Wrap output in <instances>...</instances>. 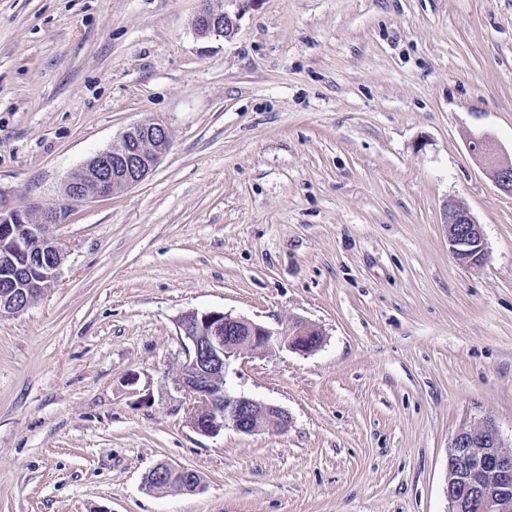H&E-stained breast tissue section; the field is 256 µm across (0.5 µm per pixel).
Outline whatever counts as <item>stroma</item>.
I'll use <instances>...</instances> for the list:
<instances>
[{"label": "stroma", "instance_id": "1", "mask_svg": "<svg viewBox=\"0 0 512 512\" xmlns=\"http://www.w3.org/2000/svg\"><path fill=\"white\" fill-rule=\"evenodd\" d=\"M0 0V200L62 186L130 124L170 146L142 183L72 203L57 284L0 314V512H448V447H512V0ZM463 200L487 255L463 267ZM219 309L316 351L247 354L233 391L286 430L197 434L179 316ZM138 374L128 386L129 374ZM204 488L150 491L157 463ZM202 7L193 21L195 33L202 38H231L238 27L241 8L237 0H203ZM230 2L238 6L236 11H229L224 3ZM469 151L474 158L490 166L496 187L501 192L512 195V164L497 160L496 149L489 138H472ZM446 230L449 250L462 266L481 264L486 257V243L481 224L461 201L448 204Z\"/></svg>", "mask_w": 512, "mask_h": 512}]
</instances>
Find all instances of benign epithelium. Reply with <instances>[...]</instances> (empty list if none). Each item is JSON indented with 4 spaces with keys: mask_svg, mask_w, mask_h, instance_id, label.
<instances>
[{
    "mask_svg": "<svg viewBox=\"0 0 512 512\" xmlns=\"http://www.w3.org/2000/svg\"><path fill=\"white\" fill-rule=\"evenodd\" d=\"M203 0L193 21L202 37H232L240 11H229L224 2ZM169 145L167 126L147 118L129 126L112 147L89 158L62 188L64 200L91 202L108 198L143 182L154 170ZM469 151L490 166L496 187L512 195V164L497 160L493 143L474 137ZM61 220V210L38 207L16 208L0 205V242L18 245L15 225L28 224L39 240L32 255V268L14 270L12 281L0 285V312L17 314L44 295L58 282L64 253L46 228ZM446 230L449 250L465 267L476 266L486 257L482 225L461 201L448 204ZM184 337L185 358L175 384L188 399V422L200 435L213 437L231 427L243 434L265 429L285 430L288 412L270 403L229 390L231 365L248 353L263 352L275 346L308 353L317 350L324 333L315 325L296 319L288 326L271 328L251 319L222 310H189L178 319ZM154 484L178 478L181 490L196 493L204 488L193 469L159 462L150 470ZM448 512H512V451L505 449L495 425L489 420L461 426L448 448L446 481Z\"/></svg>",
    "mask_w": 512,
    "mask_h": 512,
    "instance_id": "7a95c632",
    "label": "benign epithelium"
}]
</instances>
